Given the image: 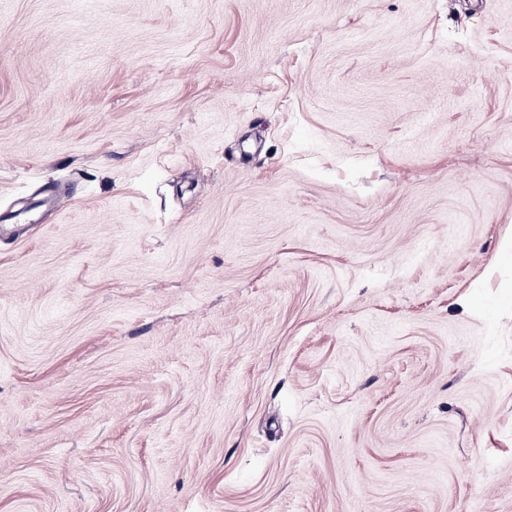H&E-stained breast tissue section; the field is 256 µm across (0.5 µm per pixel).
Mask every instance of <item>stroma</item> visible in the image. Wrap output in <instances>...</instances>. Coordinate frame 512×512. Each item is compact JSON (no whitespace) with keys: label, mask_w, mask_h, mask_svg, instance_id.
Returning a JSON list of instances; mask_svg holds the SVG:
<instances>
[{"label":"stroma","mask_w":512,"mask_h":512,"mask_svg":"<svg viewBox=\"0 0 512 512\" xmlns=\"http://www.w3.org/2000/svg\"><path fill=\"white\" fill-rule=\"evenodd\" d=\"M2 224L0 512H512V0H0Z\"/></svg>","instance_id":"35a3bbf8"}]
</instances>
